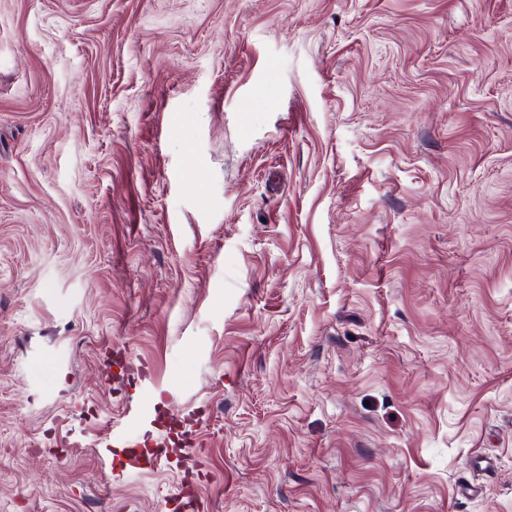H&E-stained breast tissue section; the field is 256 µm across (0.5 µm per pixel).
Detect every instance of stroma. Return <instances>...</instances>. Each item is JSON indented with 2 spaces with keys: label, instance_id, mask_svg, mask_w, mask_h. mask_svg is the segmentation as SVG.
Returning <instances> with one entry per match:
<instances>
[{
  "label": "stroma",
  "instance_id": "obj_1",
  "mask_svg": "<svg viewBox=\"0 0 512 512\" xmlns=\"http://www.w3.org/2000/svg\"><path fill=\"white\" fill-rule=\"evenodd\" d=\"M119 350L130 441L199 466L113 441ZM192 470L202 512H512V0H0V512ZM147 418L148 412L140 402L130 403L124 409L119 430L116 427L113 428V439L120 440L125 437V431L143 427Z\"/></svg>",
  "mask_w": 512,
  "mask_h": 512
}]
</instances>
